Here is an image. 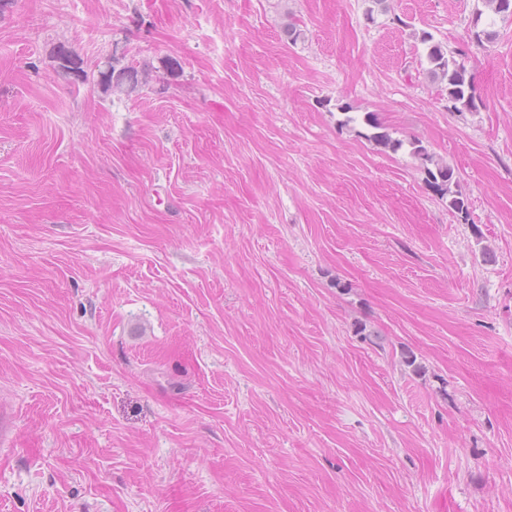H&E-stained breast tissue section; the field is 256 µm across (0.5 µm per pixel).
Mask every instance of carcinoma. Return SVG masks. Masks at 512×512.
I'll use <instances>...</instances> for the list:
<instances>
[{"mask_svg": "<svg viewBox=\"0 0 512 512\" xmlns=\"http://www.w3.org/2000/svg\"><path fill=\"white\" fill-rule=\"evenodd\" d=\"M492 15L488 17L485 27L474 31L473 36L477 42H491L495 39L497 32L494 30L496 21L499 19H512V0H485ZM420 42L425 45L426 61L428 67L425 74L433 81L446 86L448 101L456 112H476L483 105L481 97L477 96L474 76L465 64L463 56H456L445 48V46L434 41L429 32H422L419 35ZM150 69L145 66L127 65L116 68L113 65L98 72V82L120 92H133L139 86L149 82ZM344 119L341 124L363 125L367 133L364 137L381 147L396 152L400 150L404 141L392 137L387 131L378 116L372 112H366L358 116L350 112V107H340ZM411 153L419 157L427 165L429 183L440 195L449 196L448 207L461 213L466 212L464 199L451 190L455 182L454 170L448 163L439 161L427 151L425 147L416 140L409 141Z\"/></svg>", "mask_w": 512, "mask_h": 512, "instance_id": "1", "label": "carcinoma"}]
</instances>
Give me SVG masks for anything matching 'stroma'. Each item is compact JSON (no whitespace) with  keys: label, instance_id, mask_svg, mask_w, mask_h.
Masks as SVG:
<instances>
[{"label":"stroma","instance_id":"1","mask_svg":"<svg viewBox=\"0 0 512 512\" xmlns=\"http://www.w3.org/2000/svg\"><path fill=\"white\" fill-rule=\"evenodd\" d=\"M368 6L0 0V512H512V23ZM420 42L425 45L428 67L424 69L427 77L440 84H445L448 101L456 112H476L483 106L481 97L477 96L474 76L465 64L461 54L448 52L441 42H435L429 32H422ZM150 69L148 67L127 65L116 69L112 64L106 70H99L98 82L113 90L120 92H134L139 86L149 82ZM350 109L351 108L347 105L340 107V110L344 115V119L341 121L342 125L349 126L357 123L363 125L367 130V133H363V136L369 141L380 145L384 149L397 152L403 147L404 141L393 138L386 131V128L375 113L366 112L360 117L358 115H352V113L356 112H350ZM408 143L411 146V153L419 157L426 165L430 186L442 197L445 195L449 196V208L466 213L467 208L464 199L457 195V192L451 190V185L455 182L454 170L448 166V163L434 160L427 149L419 144V141L410 140ZM428 165H432L433 168H430Z\"/></svg>","mask_w":512,"mask_h":512}]
</instances>
